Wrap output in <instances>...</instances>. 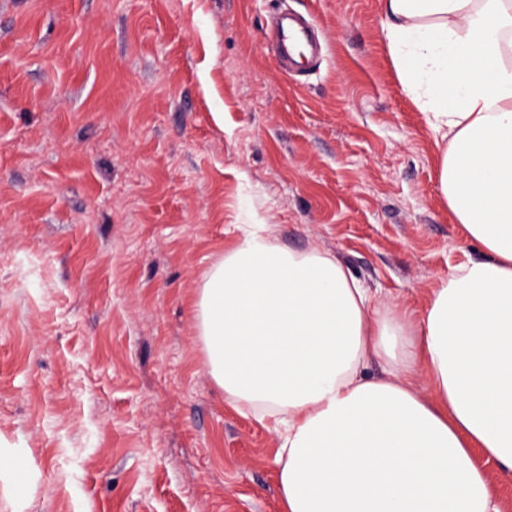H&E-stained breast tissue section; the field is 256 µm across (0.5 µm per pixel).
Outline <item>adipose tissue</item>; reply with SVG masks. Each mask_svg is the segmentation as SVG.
<instances>
[{
	"instance_id": "1",
	"label": "adipose tissue",
	"mask_w": 512,
	"mask_h": 512,
	"mask_svg": "<svg viewBox=\"0 0 512 512\" xmlns=\"http://www.w3.org/2000/svg\"><path fill=\"white\" fill-rule=\"evenodd\" d=\"M382 10L404 92L448 139L441 191L484 260L418 314L246 224L203 277L198 334L227 401L279 433L282 512H499L471 451L512 474V0ZM372 356L385 377L364 374Z\"/></svg>"
}]
</instances>
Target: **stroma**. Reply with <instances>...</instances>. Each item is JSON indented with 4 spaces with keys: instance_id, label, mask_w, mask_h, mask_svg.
<instances>
[{
    "instance_id": "stroma-1",
    "label": "stroma",
    "mask_w": 512,
    "mask_h": 512,
    "mask_svg": "<svg viewBox=\"0 0 512 512\" xmlns=\"http://www.w3.org/2000/svg\"><path fill=\"white\" fill-rule=\"evenodd\" d=\"M306 16L323 53L277 61ZM380 0H0V512H281L280 439L211 378L194 305L239 225L423 308L482 260ZM274 38L287 66L288 54L291 53L290 44L300 43L305 48H308L311 41L309 32L304 27L293 23L290 18H285L280 22L274 32ZM26 466L25 463L17 459L15 457H12L8 455L7 453H4L1 449L0 451V476L1 479L4 476H7L13 488L15 491L20 492L24 482H25V476H26Z\"/></svg>"
}]
</instances>
